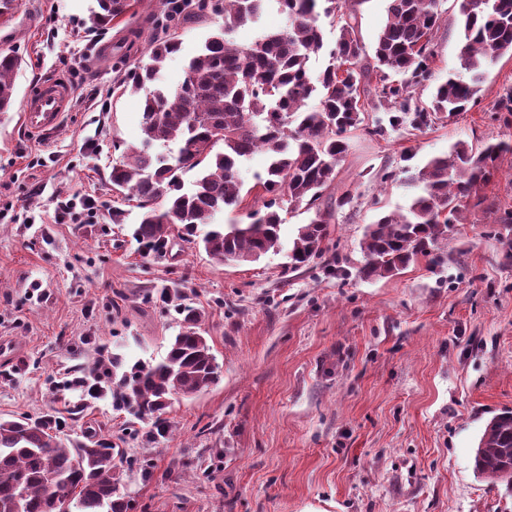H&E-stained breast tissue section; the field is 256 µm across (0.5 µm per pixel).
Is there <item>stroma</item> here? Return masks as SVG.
<instances>
[{"mask_svg": "<svg viewBox=\"0 0 512 512\" xmlns=\"http://www.w3.org/2000/svg\"><path fill=\"white\" fill-rule=\"evenodd\" d=\"M160 0L97 32L94 0H16L0 16V52L23 64L9 110L0 111V418L61 409L65 437L94 427L146 464L118 486L132 512H512V484L475 470L485 424L512 409V258L497 218L512 211V153L481 204L418 258L374 280L359 273V242L380 212L410 191L383 173L417 168L459 140L512 143L495 106L512 87V57L485 77L479 104L457 118L386 138L354 131L330 196L350 193L322 257L293 269L286 254L309 215H287L280 252L256 262H213L184 245L143 254L138 210L112 221L119 197L110 173L121 147L141 139V97L114 93L113 57L142 59ZM436 32V80L457 64L458 2L446 0ZM185 28L159 82L176 87L214 30ZM47 77L73 98L60 128L27 132V94ZM92 197L95 212L59 219L61 199ZM205 313L220 373L209 388L176 396L175 432L148 439L111 397L64 411L99 351L160 361L179 331L162 289Z\"/></svg>", "mask_w": 512, "mask_h": 512, "instance_id": "stroma-1", "label": "stroma"}]
</instances>
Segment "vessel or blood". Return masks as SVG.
<instances>
[{
	"label": "vessel or blood",
	"instance_id": "1",
	"mask_svg": "<svg viewBox=\"0 0 512 512\" xmlns=\"http://www.w3.org/2000/svg\"><path fill=\"white\" fill-rule=\"evenodd\" d=\"M72 91L61 78L36 83L30 90L23 114L25 128L33 133L54 131L60 124Z\"/></svg>",
	"mask_w": 512,
	"mask_h": 512
}]
</instances>
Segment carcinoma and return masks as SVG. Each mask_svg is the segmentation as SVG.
<instances>
[{"mask_svg": "<svg viewBox=\"0 0 512 512\" xmlns=\"http://www.w3.org/2000/svg\"><path fill=\"white\" fill-rule=\"evenodd\" d=\"M364 0H164L166 22L149 36V62L127 70L114 91L146 90L165 61L181 48L178 29L214 15L223 19L186 65L174 89L157 86L141 100L142 138L126 147L112 166V187L140 210L133 231L145 252L166 253L172 234L202 249L218 264L258 261L280 251L282 212L314 211L297 227L288 250L292 267L324 252L336 211L351 202L344 193L323 207L324 192L336 180L348 135L364 128L384 138L407 123L415 130L476 106L483 75L512 56V0H460L461 46L457 68L436 85L431 100L416 96L434 77L435 32L443 0H388L387 21L367 53L360 37L357 6ZM286 14L288 26L263 30L249 45L233 34L255 26L270 7ZM132 9L131 0H96L89 29L104 30ZM336 26L330 63L310 69L324 50L322 19ZM21 59L0 54V110L12 105ZM316 105L307 108L308 101ZM374 118L365 123V113ZM512 146L488 138L479 144L455 142L448 153L420 169L403 170L414 190L407 204L382 213L359 242L363 277L383 278L418 256H430L439 241L462 223L468 200L492 181ZM267 156L265 173L244 188L241 167L254 153ZM195 172L190 184L183 175ZM262 206L250 222L216 223L241 209L251 193ZM166 303L181 316L178 334L163 359L125 369L122 358L98 354L85 371L91 381L112 379L115 407L149 427L148 436L171 432L165 410L176 395H192L213 384L220 366L204 336V312L181 292L165 289ZM512 467V410L486 424L475 453L476 471L489 477ZM131 469L123 449L88 431L85 440L61 435L54 410L32 419L0 418V512H130L116 493Z\"/></svg>", "mask_w": 512, "mask_h": 512, "instance_id": "carcinoma-1", "label": "carcinoma"}]
</instances>
